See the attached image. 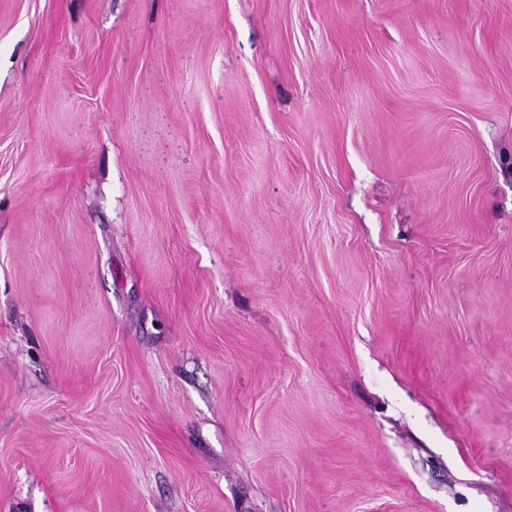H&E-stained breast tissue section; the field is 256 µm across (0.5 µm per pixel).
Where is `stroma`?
I'll return each instance as SVG.
<instances>
[{"mask_svg": "<svg viewBox=\"0 0 512 512\" xmlns=\"http://www.w3.org/2000/svg\"><path fill=\"white\" fill-rule=\"evenodd\" d=\"M0 512H512V0H0Z\"/></svg>", "mask_w": 512, "mask_h": 512, "instance_id": "35a3bbf8", "label": "stroma"}]
</instances>
